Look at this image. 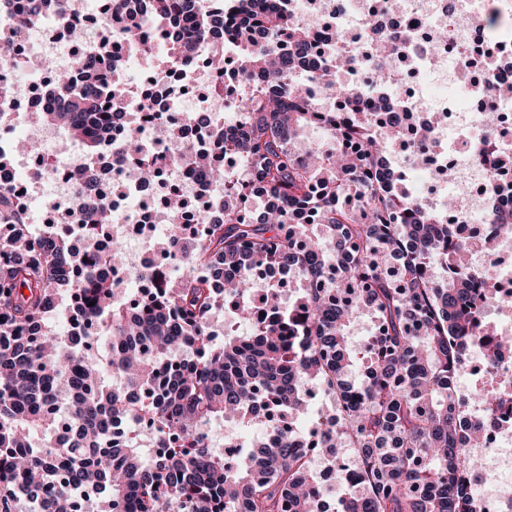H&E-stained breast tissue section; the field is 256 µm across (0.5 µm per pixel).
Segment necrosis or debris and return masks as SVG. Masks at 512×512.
<instances>
[{
    "label": "necrosis or debris",
    "instance_id": "necrosis-or-debris-1",
    "mask_svg": "<svg viewBox=\"0 0 512 512\" xmlns=\"http://www.w3.org/2000/svg\"><path fill=\"white\" fill-rule=\"evenodd\" d=\"M332 22L317 25L306 0H295L293 16L311 27L319 42H338L349 58L337 72L341 84L362 86L361 110L382 105L384 112L404 118L409 112L439 117L433 146L425 152L403 146L401 161H390L388 170L400 174L418 168L431 174L421 192L427 206L440 215L454 239L473 244L472 263L491 265L493 286L512 282V236L498 238L493 257L478 250L481 237L493 235L483 219L488 214L512 208V167L498 164L503 141L512 139V99L500 97L499 85L512 84V0H379L370 9L367 0H321ZM375 12L379 34L395 36V48L384 61L390 82L377 84L375 66L368 51V12ZM111 0H63L54 13L30 19L26 0H0V36L13 38L15 64L0 67V146L11 148L10 128L28 125L30 137L52 145V163L40 167L32 155L13 151L5 176L18 193L24 214H43L76 203L78 190L69 179L71 168L82 163L76 144L64 140L56 126L36 123L37 113L66 104L53 75L74 67L71 31H79L82 52L104 55V77L117 76L125 84L124 115L116 120L114 142H121L125 129L140 128L144 151H154L168 131L195 144L209 143L216 136L241 132V120L224 121L228 107L237 105L243 85L235 70L213 64L208 50L185 60L166 55L156 61L155 50L164 41L161 28L142 30L139 46L119 44L109 53L100 51V31L111 22ZM495 14L502 22L497 32L485 29L482 19ZM493 52L489 80H482L476 61ZM499 116L496 128L483 121L487 111ZM157 114L145 123V113ZM193 112L216 117V124L190 121ZM101 201L112 211L111 239L127 242L126 264L112 271L114 281L127 283L132 275L158 262L162 253L152 241L156 224L166 213L158 208L157 184L139 179L133 165L119 162L115 151L104 150L95 159ZM454 171L452 182L434 181V174ZM121 183L113 193V183ZM483 468L474 480L483 512H512V430L489 425L474 448Z\"/></svg>",
    "mask_w": 512,
    "mask_h": 512
}]
</instances>
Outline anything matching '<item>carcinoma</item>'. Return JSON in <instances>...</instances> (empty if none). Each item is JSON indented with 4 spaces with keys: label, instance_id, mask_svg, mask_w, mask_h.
Listing matches in <instances>:
<instances>
[{
    "label": "carcinoma",
    "instance_id": "1",
    "mask_svg": "<svg viewBox=\"0 0 512 512\" xmlns=\"http://www.w3.org/2000/svg\"><path fill=\"white\" fill-rule=\"evenodd\" d=\"M229 6L238 51L232 66L245 79L265 75L243 100L250 116L238 138H217L206 151L178 142L162 155L139 150V132L127 134L120 155L142 181L152 183L167 165L200 167L223 184V220L207 204L190 205L177 193L166 203L174 221L162 252L186 265L177 281L160 266L140 271L152 294L132 303L126 290L101 272L120 267L119 244L104 256L69 248V227L103 239L112 211L95 195L93 157L112 147L113 116L120 114L96 59L81 56L83 82L68 96L69 110L41 113L82 141L85 162L72 172L80 183L68 217L34 229L23 223L12 188L0 182V512L34 497L47 475L63 481L41 503V512H69L72 486L97 490L105 503L132 501L135 512H326L309 460L300 452L308 436L322 448H351L356 471L342 484L338 512H480L467 477L476 462L467 449L486 427L512 419V376L468 396L455 391L485 341L481 302L512 306L472 269L467 246L447 229L435 230V214L404 181L370 178L401 138L425 150L433 128L409 116L390 122L382 112L332 111L322 119L332 148L295 155L294 140L323 111L310 84L320 82L343 103L359 88L335 85L336 71L317 66L292 79L299 59L336 54L292 23L288 9L270 0H149L147 14L121 18L132 41L143 24L173 16L193 20L198 39L213 37L210 51L224 58V6ZM287 43L290 50L279 46ZM242 163L232 179L225 166ZM261 195L277 205L247 215L248 200ZM317 220L296 224L291 206ZM207 225L201 237H183L182 221ZM294 293L281 302L282 288ZM74 297L89 324L87 338L107 341L105 360H80L79 348L53 330L28 331L49 318L61 295ZM95 305H89V302ZM229 313L224 339L210 321ZM272 315L271 320L261 316ZM379 326L360 348L348 342L361 318ZM196 347L189 364L160 388L158 364L171 348ZM121 378L124 390L107 387L103 372ZM315 386L336 407V427L295 424ZM146 390L148 403L132 397ZM288 413V424L264 420V439L235 466L210 449L206 427L214 420L247 426L255 404ZM65 408L76 438L69 448L29 451L30 431H56ZM471 404L484 417L468 420ZM145 420L153 444L167 452L141 454L140 436L110 448L113 425Z\"/></svg>",
    "mask_w": 512,
    "mask_h": 512
}]
</instances>
